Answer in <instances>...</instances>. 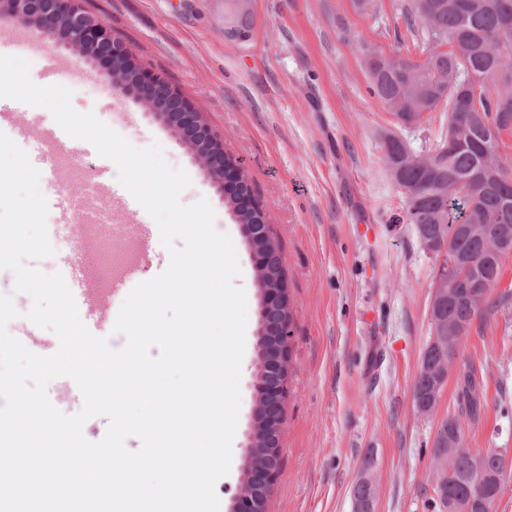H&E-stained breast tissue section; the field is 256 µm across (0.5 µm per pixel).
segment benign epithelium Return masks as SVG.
Returning a JSON list of instances; mask_svg holds the SVG:
<instances>
[{
    "label": "benign epithelium",
    "mask_w": 512,
    "mask_h": 512,
    "mask_svg": "<svg viewBox=\"0 0 512 512\" xmlns=\"http://www.w3.org/2000/svg\"><path fill=\"white\" fill-rule=\"evenodd\" d=\"M24 9L18 14L26 21H34L44 37L58 40L71 53L80 57L88 47L96 48L95 60L102 67L101 75L112 73V62L118 56L130 57L126 45L113 38L105 25L79 8L75 0H23ZM114 87L133 96L148 111L163 118L185 139L197 148L196 161L220 188L228 189L240 184L237 167L224 163V145L217 139L202 114L164 77L145 69H136L133 81H119ZM288 308L285 287L265 291L263 311ZM288 320H280L270 329L257 363L263 373L258 388L256 414L267 423L276 425L283 417V403L288 378L289 351ZM266 464L256 467L243 486L238 512H265V504L258 489L269 487L277 469L278 440L268 444Z\"/></svg>",
    "instance_id": "7a95c632"
}]
</instances>
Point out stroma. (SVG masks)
<instances>
[{
  "instance_id": "1",
  "label": "stroma",
  "mask_w": 512,
  "mask_h": 512,
  "mask_svg": "<svg viewBox=\"0 0 512 512\" xmlns=\"http://www.w3.org/2000/svg\"><path fill=\"white\" fill-rule=\"evenodd\" d=\"M396 2L377 0L371 17L354 12L351 0H251V35L241 41L224 31L234 12L228 0H77L135 63L163 75L201 112L248 170L273 226L292 337L267 512H355L352 489L368 465L377 481L372 512H441L428 490L430 450L440 422L461 413V380L451 373L434 415L415 411L437 262L400 220L406 202L383 159L394 118L367 92L355 46L363 35L390 50ZM70 88L74 109L94 113L133 146L160 143L166 161L191 178L181 202L207 199L216 229L233 241L247 326L232 461L215 491L219 512H234L256 426L263 293L254 249L177 130L120 91L107 106L80 82ZM39 172L46 195L117 178L116 170L100 171L96 157L67 149ZM62 228L49 209L54 253L34 268L49 274L79 259L76 239L60 242ZM492 300L460 348L483 386L481 415L463 426L469 447L512 458V255Z\"/></svg>"
}]
</instances>
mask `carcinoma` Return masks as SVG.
<instances>
[{
	"instance_id": "cac0c4a2",
	"label": "carcinoma",
	"mask_w": 512,
	"mask_h": 512,
	"mask_svg": "<svg viewBox=\"0 0 512 512\" xmlns=\"http://www.w3.org/2000/svg\"><path fill=\"white\" fill-rule=\"evenodd\" d=\"M235 14L227 34L249 39L246 4L233 0ZM400 16L412 35L413 49L426 56L418 64L402 55L397 42L387 54L363 37L358 46L368 93L383 102L401 130L416 128L425 113L448 115L445 135L414 153L391 132L384 138L390 177L403 195L417 190L418 202H406L418 240L434 237L445 254L465 260L453 279L472 288L454 291L441 281L431 321L439 341L423 351L413 386L417 413L431 416L452 371L463 374L461 398L472 414L480 413V387L474 370L458 363L460 345L474 322L486 317L512 251L502 238L512 234V157L501 152L500 137L512 131V0H402ZM225 204L240 224H262L261 204L243 211L237 191H224ZM264 289L285 277L283 264L258 269ZM500 451L468 446L461 421H442L430 449L432 492L449 509L476 505L474 512H494L504 482L496 465ZM370 468L353 487L356 512H370L375 484Z\"/></svg>"
}]
</instances>
